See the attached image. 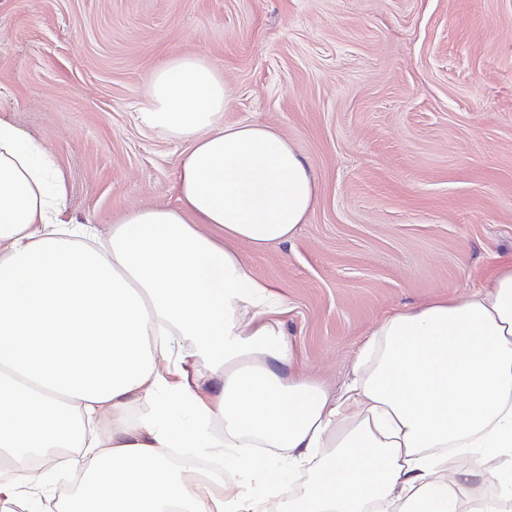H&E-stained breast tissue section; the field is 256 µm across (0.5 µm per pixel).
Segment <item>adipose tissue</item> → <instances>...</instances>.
<instances>
[{"label":"adipose tissue","mask_w":512,"mask_h":512,"mask_svg":"<svg viewBox=\"0 0 512 512\" xmlns=\"http://www.w3.org/2000/svg\"><path fill=\"white\" fill-rule=\"evenodd\" d=\"M229 99L199 56L152 73L142 123L189 144L178 204L103 235L61 220L53 155L0 118V458L35 494L32 458L69 449L90 492L66 512H512V260L385 317L329 393L239 252L291 241L316 185L276 129L225 124ZM173 448L233 463L222 494Z\"/></svg>","instance_id":"adipose-tissue-1"}]
</instances>
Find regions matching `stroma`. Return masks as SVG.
<instances>
[{
	"mask_svg": "<svg viewBox=\"0 0 512 512\" xmlns=\"http://www.w3.org/2000/svg\"><path fill=\"white\" fill-rule=\"evenodd\" d=\"M176 53L315 179L291 242L239 251L316 381L338 390L381 319L512 258V0H0V116L55 155L66 221L176 205L188 144L140 119Z\"/></svg>",
	"mask_w": 512,
	"mask_h": 512,
	"instance_id": "obj_1",
	"label": "stroma"
}]
</instances>
